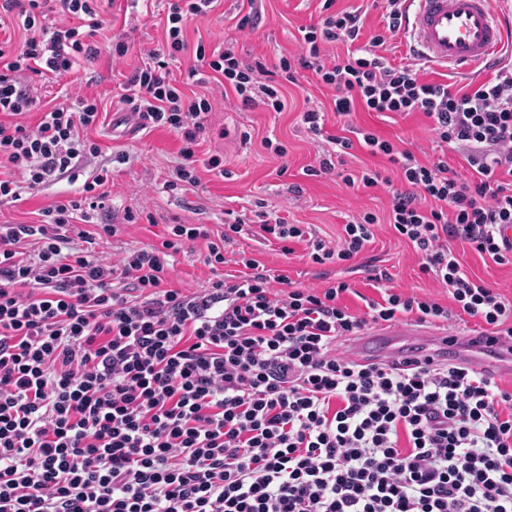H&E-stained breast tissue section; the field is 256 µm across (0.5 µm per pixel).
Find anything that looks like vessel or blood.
I'll return each instance as SVG.
<instances>
[{
	"label": "vessel or blood",
	"instance_id": "obj_1",
	"mask_svg": "<svg viewBox=\"0 0 512 512\" xmlns=\"http://www.w3.org/2000/svg\"><path fill=\"white\" fill-rule=\"evenodd\" d=\"M411 7L408 34L418 56L449 68L480 65L493 59L505 44L508 32L491 7V0H406ZM420 325L383 326L371 332L369 344L379 357L398 352L397 345L424 336ZM434 345L440 351H458L467 346L471 358L497 352L500 371L512 372V352L505 350L499 336L461 337L436 333Z\"/></svg>",
	"mask_w": 512,
	"mask_h": 512
}]
</instances>
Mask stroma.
I'll use <instances>...</instances> for the list:
<instances>
[{"mask_svg": "<svg viewBox=\"0 0 512 512\" xmlns=\"http://www.w3.org/2000/svg\"><path fill=\"white\" fill-rule=\"evenodd\" d=\"M321 7L322 0H218L207 17L186 24L187 49L171 65V76L183 78L200 44L209 51L230 46L240 60L248 62L258 57L268 68L278 67L282 58L300 53L298 29L318 23ZM168 8L169 0H105V24L97 37L101 49L98 59L77 67L62 81H38L32 85L42 109L68 103L70 95L79 92L97 96L108 113L105 125L90 133L101 151L83 159L81 175L87 178L101 167L111 168L106 207L95 211L93 220L118 224L120 231L98 240L94 252L115 259L126 251L159 244L177 223L207 224L220 231L227 212L246 213L258 202L264 204L266 211L308 228L332 245L343 224L366 210L376 214L379 222L368 251L356 260L357 272L348 277L357 293L372 294L367 276L369 266L373 265L388 271L391 287L447 302L446 289L422 273L420 256L387 224L391 194L386 185L349 187L334 173L308 175L323 142L304 128L300 115L305 108L329 104L334 91L313 83L307 73H299L295 82H283L281 93L286 107L281 112L261 106L242 108L234 95L225 94L223 83L215 80L194 86V93L205 94L213 104L214 130L224 133L216 142H202L201 148H214L223 154L225 174L217 178L204 171L199 186L167 190L165 183L180 162L176 135L160 129L129 134L117 111L127 76L144 65L145 49L165 39ZM252 12L259 15L257 25L239 30V19ZM121 42L127 45L128 52L120 61H112V47ZM349 122L391 139L412 151L419 160L432 159L435 153L436 144L421 115L386 117L360 110L351 115ZM275 142L286 148V155L273 152L271 145ZM121 153L126 154V162H117ZM79 188V183L64 178L48 182L38 192L23 194L21 201L0 206V222L34 223L40 209L76 196ZM128 210H144L152 218L127 224L123 215ZM236 246L251 252L266 267L286 275L295 286L326 287L330 275L336 272L335 266L313 264L301 243L294 244L289 254L283 253L277 242L257 236L238 240ZM454 250L469 274L512 301V263L496 264L459 243ZM207 253L206 241L190 243L172 259L167 270L169 283L200 291L210 287L217 276L237 273V265L231 262L215 269L205 265ZM356 295L345 296V304L358 308Z\"/></svg>", "mask_w": 512, "mask_h": 512, "instance_id": "obj_1", "label": "stroma"}]
</instances>
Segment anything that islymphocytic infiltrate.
Here are the masks:
<instances>
[{
	"mask_svg": "<svg viewBox=\"0 0 512 512\" xmlns=\"http://www.w3.org/2000/svg\"><path fill=\"white\" fill-rule=\"evenodd\" d=\"M212 3L172 0L164 43L121 97L139 127L177 135V180L196 186L200 171L224 173L219 155L197 152L212 103L184 85L219 76L243 108L279 112V74L309 71L336 92L332 108L302 114L327 142L320 172L356 145L394 166L401 187L388 221L452 303L390 288L378 270L380 296L365 299L364 313L343 304L344 274L374 237L370 212L330 246L255 211L260 235L306 241L312 263L340 267L328 288L288 287L243 252L242 274L201 291L168 286L169 257L204 239L206 263H223L244 220L217 233L176 224L160 244L114 261L93 255L97 238L119 230L80 227L105 206L112 172L101 168L79 198L41 209L38 223L0 225V512H512V390L469 363L418 353L359 362L336 348L405 316L430 325L468 317L512 338V303L452 248L512 262L503 234L512 225V59L496 60L488 81L427 82L416 64L385 53L407 27L406 0H386L383 29L367 39L359 12L324 0L320 24L301 30V54L279 70L200 46L176 84L168 62L186 48L187 22ZM101 14L102 0H0V26L26 32L19 45L0 40V204L56 178L81 180L79 162L99 154L88 136L107 118L97 98L77 95L32 127L24 118L37 105L33 80L57 82L97 60ZM332 43L347 53L328 62ZM359 108L422 114L466 174L444 153L423 164L369 130L355 141L327 132L329 114Z\"/></svg>",
	"mask_w": 512,
	"mask_h": 512,
	"instance_id": "1",
	"label": "lymphocytic infiltrate"
}]
</instances>
